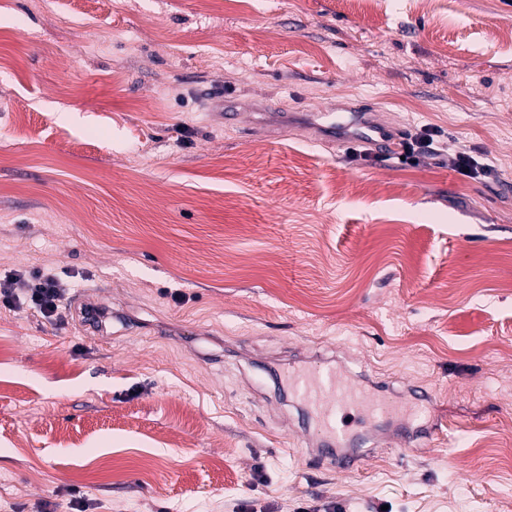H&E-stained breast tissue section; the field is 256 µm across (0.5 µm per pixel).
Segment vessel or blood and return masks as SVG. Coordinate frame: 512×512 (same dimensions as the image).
<instances>
[{"instance_id":"vessel-or-blood-1","label":"vessel or blood","mask_w":512,"mask_h":512,"mask_svg":"<svg viewBox=\"0 0 512 512\" xmlns=\"http://www.w3.org/2000/svg\"><path fill=\"white\" fill-rule=\"evenodd\" d=\"M310 123L330 140L341 144H363L388 154L400 150V138L388 127L371 120L365 109L343 114L314 112ZM282 377L294 397L304 404L315 426L319 460L328 462L341 473H353L362 466L363 457L349 450L347 418L396 420L407 416L403 403L389 388L365 392L346 380L328 362H311L302 369L283 371Z\"/></svg>"}]
</instances>
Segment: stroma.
<instances>
[{
	"mask_svg": "<svg viewBox=\"0 0 512 512\" xmlns=\"http://www.w3.org/2000/svg\"><path fill=\"white\" fill-rule=\"evenodd\" d=\"M0 0V512H507L512 0ZM240 118L224 122L217 92ZM439 134L363 160L306 116ZM491 165L476 179L459 152ZM124 311L87 330L85 301ZM426 388L341 474L273 367ZM434 135L423 132L403 145L402 153L398 158L405 157L403 162L417 163L418 158L424 155H435L438 152V140ZM0 307L8 311L27 308L52 319L58 316L63 302V286L53 273L43 274L37 283L30 284L15 278L0 283Z\"/></svg>",
	"mask_w": 512,
	"mask_h": 512,
	"instance_id": "stroma-1",
	"label": "stroma"
}]
</instances>
